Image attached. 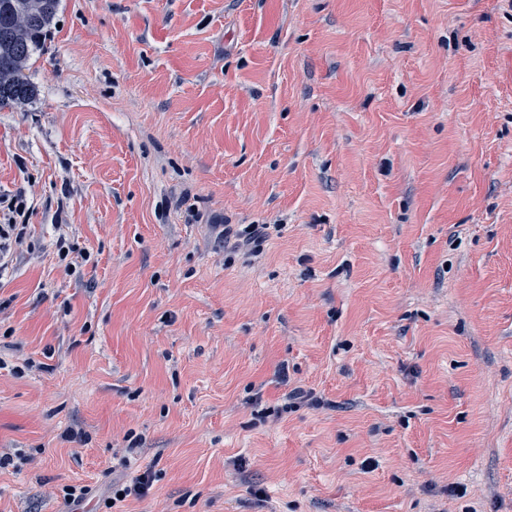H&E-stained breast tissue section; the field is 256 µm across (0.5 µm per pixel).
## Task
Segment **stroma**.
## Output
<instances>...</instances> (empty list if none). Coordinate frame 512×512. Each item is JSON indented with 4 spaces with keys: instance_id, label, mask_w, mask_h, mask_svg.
<instances>
[{
    "instance_id": "stroma-1",
    "label": "stroma",
    "mask_w": 512,
    "mask_h": 512,
    "mask_svg": "<svg viewBox=\"0 0 512 512\" xmlns=\"http://www.w3.org/2000/svg\"><path fill=\"white\" fill-rule=\"evenodd\" d=\"M56 21L0 110V512H105L124 456L123 512H512V0ZM28 207L26 192L0 194V279L13 269L22 256L24 247L27 253L33 252L35 244L25 224ZM55 249L59 263L64 266V270L67 275L73 276L77 280H81L83 275L81 267L83 263L90 262L91 254L81 248L78 240H75V238H66L61 235L55 241ZM73 254H77L81 258L82 263L73 261ZM156 474L150 469H146L136 476L125 480L124 477L112 479L111 496L107 498L106 504L108 508H114L129 497L136 499L147 496L154 488ZM123 495V498H119ZM113 501V504H110Z\"/></svg>"
}]
</instances>
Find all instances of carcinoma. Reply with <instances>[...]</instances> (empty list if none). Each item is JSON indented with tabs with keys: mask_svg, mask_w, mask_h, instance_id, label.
Instances as JSON below:
<instances>
[{
	"mask_svg": "<svg viewBox=\"0 0 512 512\" xmlns=\"http://www.w3.org/2000/svg\"><path fill=\"white\" fill-rule=\"evenodd\" d=\"M60 0H0V109L34 95L25 74L51 29Z\"/></svg>",
	"mask_w": 512,
	"mask_h": 512,
	"instance_id": "obj_1",
	"label": "carcinoma"
}]
</instances>
